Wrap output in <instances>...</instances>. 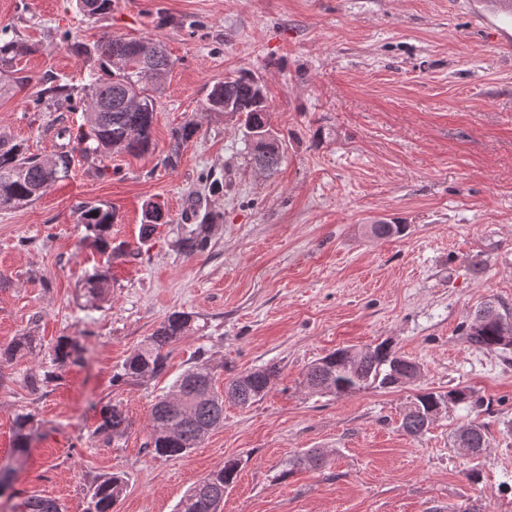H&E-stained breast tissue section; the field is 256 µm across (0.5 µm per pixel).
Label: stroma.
Instances as JSON below:
<instances>
[{
	"label": "stroma",
	"mask_w": 512,
	"mask_h": 512,
	"mask_svg": "<svg viewBox=\"0 0 512 512\" xmlns=\"http://www.w3.org/2000/svg\"><path fill=\"white\" fill-rule=\"evenodd\" d=\"M477 0H114L94 18L76 0H0V31L27 46L23 89L0 94V137L51 157L59 127L82 113L32 100L50 80L81 88L88 64L61 31L91 44L104 34L162 40L172 60L157 97L154 149L75 156L46 195L0 210V349L25 334L39 346L0 365V461L14 479L0 512L24 498L84 512L96 479L124 473L114 512H176L196 482L235 459L223 512H512V352L480 350L463 327L493 300L512 309V19L477 20ZM245 71L265 86L283 144L275 172L249 161L235 115L205 111L212 85ZM199 130L176 164L173 133ZM107 174H100V166ZM105 202L122 253L85 241L75 208ZM164 202L171 221L141 237L142 208ZM210 213L207 248L175 240L193 208ZM404 224L375 239L366 225ZM109 272L89 301L85 274ZM174 311L202 328L171 347L164 371L141 385L112 377ZM78 362L39 389L59 337ZM391 342L420 367L396 389L319 396L307 367L339 347ZM204 355L216 384L275 370L250 407L224 406V425L179 458L145 443L156 395ZM473 389L486 403L448 407L420 437L402 415L422 392ZM120 405L131 426L96 435L100 408ZM34 417L18 450L15 421ZM486 425L490 446L464 452L454 434ZM310 448L318 468H289Z\"/></svg>",
	"instance_id": "35a3bbf8"
}]
</instances>
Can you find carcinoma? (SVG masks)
I'll return each instance as SVG.
<instances>
[{"mask_svg":"<svg viewBox=\"0 0 512 512\" xmlns=\"http://www.w3.org/2000/svg\"><path fill=\"white\" fill-rule=\"evenodd\" d=\"M60 41L71 44L75 52L99 64V70H90L82 87L79 100L85 112L86 123L77 131L64 126L56 132L62 140L56 158L46 160L29 152L22 142L0 138V208L12 209L28 205L44 196L57 183L69 176L71 152L78 150L85 156L106 158L112 151L123 150L134 156L148 154L152 150V127L156 116L155 101L163 82L149 84L143 80L147 71H158L166 78L171 61L165 46L157 39L118 37L105 35L97 43L87 46L70 43L68 33L60 35ZM20 48L12 39L0 38V73L9 75L8 83L0 90L8 91L23 85L24 79L15 68ZM71 88L56 84L44 90L35 100L41 108L45 99L69 100ZM243 117V137L250 160L255 166L271 171L282 159V142L277 134L269 133L270 109L264 86L252 74L241 72L224 77V81L212 86L206 97V110L224 112V109ZM198 125L190 120L174 133L173 154L188 143L197 133ZM79 223L85 225L86 238L106 252L116 254L121 247L112 245L110 229L115 222V212L105 204H82ZM210 215L201 217V224L188 228L176 241L177 249L192 255L206 246L202 236L203 224ZM168 214L152 213L143 209L144 233H151L158 224H168ZM403 224H372L369 232L376 238L401 237L405 234ZM109 276L105 272L95 273L85 279L86 293L93 299L107 297ZM507 312L488 302L481 306L464 325L468 342L478 349H512L503 342L500 323L490 317ZM194 316L175 311L167 316L160 327L141 342L127 357L112 377V384L128 382L144 383L159 375L166 366L165 348L179 341L192 330ZM37 346L33 336H20L4 351L0 352L3 363L21 350H33ZM81 348L69 337H60L53 348V365L64 368ZM350 348H339L315 360L305 373L307 386L325 385L324 392L342 396L370 386L397 388L395 375H405L417 364L398 354L387 342L369 349L367 355L353 361L348 356ZM274 371L261 367L232 377L226 386L235 391L231 399L234 405L245 408L263 399L270 390ZM224 394L216 391L212 383L209 366L203 356H198L194 365L185 370L173 383L172 389L158 397L152 404L149 418L150 433L146 447L161 457L177 458L186 455L215 428L224 425ZM450 404L465 405L480 410L484 400L467 387H454L444 393L427 392L416 398L415 405L404 414L401 429L410 436H421L427 431L431 418L439 409ZM101 422L97 433L105 440L124 437L130 420L117 404H107L100 409ZM33 418L22 414L16 419V444L28 446ZM456 440L465 443L473 456L482 454L489 447V438L484 425L471 422L459 429ZM327 452L310 448L303 456L288 461L293 469L301 464L318 467L323 464ZM239 464L227 460L224 466L198 481L189 493L180 500L177 512H221L224 492L235 482ZM126 489V477L114 473L95 481L88 490L90 498L86 512H112ZM15 512H63L58 500L51 497L31 495L16 505Z\"/></svg>","mask_w":512,"mask_h":512,"instance_id":"cac0c4a2","label":"carcinoma"}]
</instances>
